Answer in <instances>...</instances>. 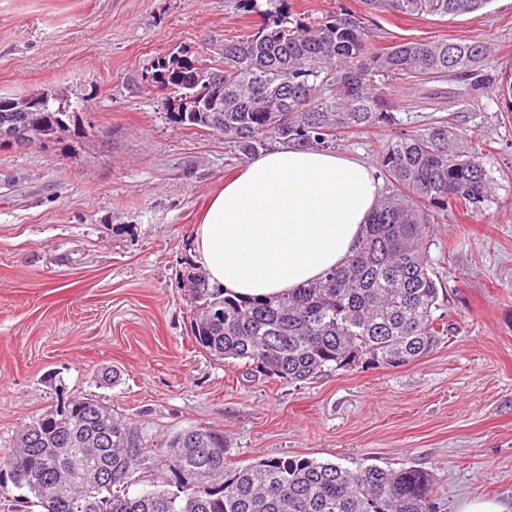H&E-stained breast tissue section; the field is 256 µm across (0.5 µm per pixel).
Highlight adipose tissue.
<instances>
[{"label": "adipose tissue", "instance_id": "ef3b65f1", "mask_svg": "<svg viewBox=\"0 0 512 512\" xmlns=\"http://www.w3.org/2000/svg\"><path fill=\"white\" fill-rule=\"evenodd\" d=\"M380 197L363 162L273 146L205 201L196 261L212 287L235 297L294 292L352 256Z\"/></svg>", "mask_w": 512, "mask_h": 512}]
</instances>
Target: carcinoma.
Instances as JSON below:
<instances>
[{
  "label": "carcinoma",
  "instance_id": "1",
  "mask_svg": "<svg viewBox=\"0 0 512 512\" xmlns=\"http://www.w3.org/2000/svg\"><path fill=\"white\" fill-rule=\"evenodd\" d=\"M492 0H365L370 9L406 16L480 17ZM364 18L343 10L318 23L280 21L224 42V70L186 52L157 58L148 80L177 94L175 120L205 128L245 156L269 139L332 150L345 134L394 123L383 82L478 74L487 48L458 43H370ZM224 97V111L194 103ZM496 97L512 111V71ZM58 97L0 96L11 123L46 141L67 129ZM445 120L423 133H402L378 154L389 185L365 224L356 252L305 288L266 299L237 300L209 287L189 266L184 286L195 303V345L217 360L233 359L244 375L304 385L359 366L399 368L427 357L451 333L443 280L429 261L435 217L484 203L491 179L476 152L458 151ZM159 462L176 489L135 488L137 469ZM224 433L183 429L147 448L130 423L99 401L79 397L19 430L0 451V477L29 492L24 512H434L432 474L422 467L272 457L226 477Z\"/></svg>",
  "mask_w": 512,
  "mask_h": 512
}]
</instances>
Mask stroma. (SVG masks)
Here are the masks:
<instances>
[{"instance_id":"stroma-1","label":"stroma","mask_w":512,"mask_h":512,"mask_svg":"<svg viewBox=\"0 0 512 512\" xmlns=\"http://www.w3.org/2000/svg\"><path fill=\"white\" fill-rule=\"evenodd\" d=\"M362 0H0V96L61 91L78 108L59 138L0 147V449L73 397L133 423L146 447L222 431L233 463L308 457L433 472L437 512L512 500V111L492 83L512 69V0L479 18L367 13L377 47H489L482 83L392 81L393 125L341 140L377 165L382 143L447 120L495 190L441 218L431 261L448 289L447 342L397 369L329 373L293 387L247 379L198 349L193 260L202 202L248 163L222 135L175 122L148 82L157 57H220L261 21L317 22ZM116 369L106 386L98 372Z\"/></svg>"}]
</instances>
